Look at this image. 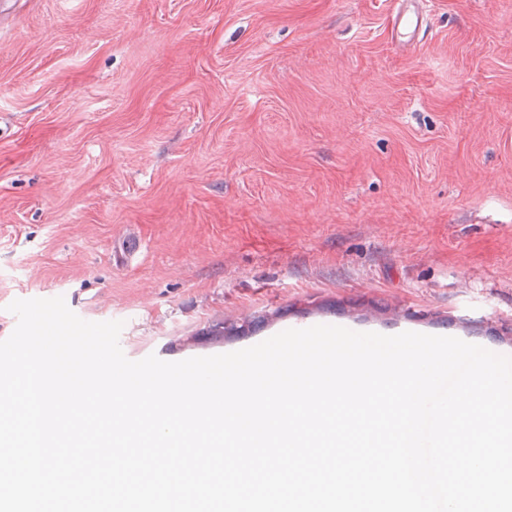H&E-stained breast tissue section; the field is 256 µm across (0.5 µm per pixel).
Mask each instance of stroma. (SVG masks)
<instances>
[{
  "label": "stroma",
  "instance_id": "stroma-1",
  "mask_svg": "<svg viewBox=\"0 0 512 512\" xmlns=\"http://www.w3.org/2000/svg\"><path fill=\"white\" fill-rule=\"evenodd\" d=\"M402 5L0 0V341L60 296L132 360L314 325L512 356V0H429L406 47Z\"/></svg>",
  "mask_w": 512,
  "mask_h": 512
}]
</instances>
